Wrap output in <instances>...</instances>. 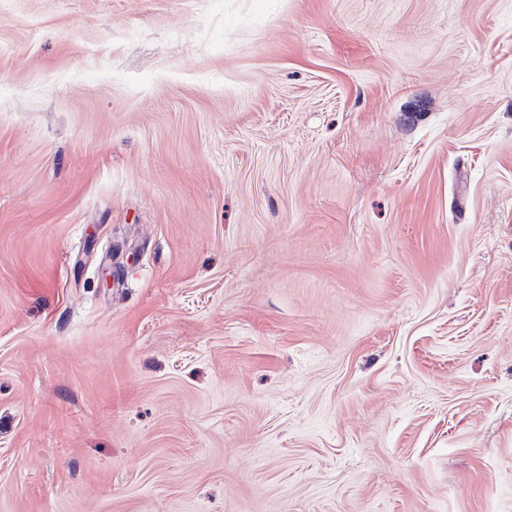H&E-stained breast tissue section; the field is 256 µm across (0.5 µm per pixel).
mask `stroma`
Masks as SVG:
<instances>
[{"instance_id":"1","label":"stroma","mask_w":512,"mask_h":512,"mask_svg":"<svg viewBox=\"0 0 512 512\" xmlns=\"http://www.w3.org/2000/svg\"><path fill=\"white\" fill-rule=\"evenodd\" d=\"M0 512H512V0H0Z\"/></svg>"}]
</instances>
